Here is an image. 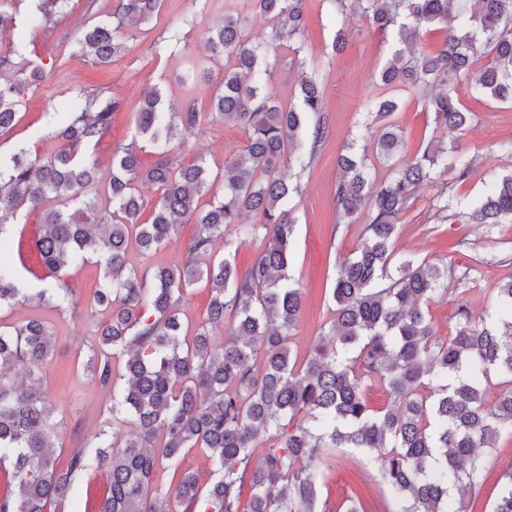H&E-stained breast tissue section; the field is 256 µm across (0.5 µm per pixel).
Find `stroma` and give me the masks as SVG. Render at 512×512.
<instances>
[{
  "label": "stroma",
  "instance_id": "1",
  "mask_svg": "<svg viewBox=\"0 0 512 512\" xmlns=\"http://www.w3.org/2000/svg\"><path fill=\"white\" fill-rule=\"evenodd\" d=\"M235 0H208L206 5L190 0H164L150 23L134 28L128 50L112 65L98 67L78 52L77 42L87 27L112 17V0H69L46 29L28 30L20 53L41 64L44 81L30 90L20 107L14 129L0 137V152L23 146L40 156L54 154L58 140L47 129L43 115L62 106L75 92L100 91L102 96L122 101L123 108L112 120L111 129L95 150L102 169H109L112 152L128 145L134 137V112L144 95L159 90L165 102L194 103L209 111L216 82L224 75L223 63L214 62L204 45V22H217L232 12ZM182 27L185 47L174 52L163 45L171 24ZM344 30L343 52L333 50L337 30ZM302 41L305 72L321 82L323 117L327 139L312 149L310 134H303L295 157L311 158L303 193L295 200L294 246L289 273L303 293V308L293 335L297 358L307 356L321 332L327 331L333 305L330 290L336 278V260L352 253L361 243L359 224L338 222L334 189L339 177L337 157L360 132L366 103L376 95L394 97L399 109L392 120L402 137L406 156H415L433 140H461L476 160L477 174L458 183L457 196L465 203L482 194L484 177L512 169V157L495 151L501 136L512 132V105L483 97L474 98L467 80L456 88L462 104L477 117L463 132L436 127L431 113L407 88L384 87L379 73L391 55L393 38L380 33L356 12L335 18L321 0H308L307 21ZM247 143L241 126L221 121L204 122L190 137L186 157H205L211 167H222L226 157L240 152ZM432 188L421 187L413 206L403 214L393 243L396 258L415 263L448 264L456 272L468 273L466 297L477 322L499 318L493 306L498 288L512 280V223L493 226L470 224L465 219H447L431 206ZM96 265L72 271L67 279L76 306L53 310L32 303L0 309V323L10 324L29 315H39L57 331L56 350L47 372L46 386L62 424L56 440L58 465H65L71 449L90 441L99 429L112 425L105 397L92 385L82 368L84 353L93 340L89 304L98 282ZM512 468V436L501 438L488 454L487 479L475 501L478 512H491L500 477ZM319 499L326 512H339L349 497L364 500L369 512H396L397 505L383 483L379 464L363 451L343 448L331 455L323 467ZM104 472L92 469L77 481L75 493L61 505L62 512H97L105 492Z\"/></svg>",
  "mask_w": 512,
  "mask_h": 512
}]
</instances>
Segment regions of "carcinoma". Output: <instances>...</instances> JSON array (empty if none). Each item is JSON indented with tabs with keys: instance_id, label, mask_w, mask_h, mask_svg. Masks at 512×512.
Returning a JSON list of instances; mask_svg holds the SVG:
<instances>
[{
	"instance_id": "obj_1",
	"label": "carcinoma",
	"mask_w": 512,
	"mask_h": 512,
	"mask_svg": "<svg viewBox=\"0 0 512 512\" xmlns=\"http://www.w3.org/2000/svg\"><path fill=\"white\" fill-rule=\"evenodd\" d=\"M22 2L0 0V32L15 30ZM35 2L27 24L40 29L69 0ZM114 2L115 24L93 25L78 41L97 65L121 57L126 27L150 21L162 4ZM238 2V12L206 28L210 56L224 60L211 111L169 107L159 93L147 94L134 113L140 143L114 151L105 174L90 148L109 131L122 102L80 90L66 111L45 113L60 139L54 154L33 156L22 147L0 154V243L13 239L25 212L41 224L36 249L54 286L32 295L37 304L63 308L72 300L65 288L71 270L99 267L93 305L107 320L94 329L84 368L110 398L112 414V433L94 435L96 458L74 448L58 467L60 422L43 377L56 333L37 316L0 324V464L8 465L0 512H58L94 461L107 478L98 512H322L321 463L340 448L376 454L399 512H475L466 500L484 485L485 449L512 436V281L493 298L502 308L499 321L475 324L468 302L457 297L455 325L441 338L424 306L448 296L454 268L396 261L392 249L399 221L424 185L434 188L440 214L464 215L471 224L512 222V170L489 179L483 195L458 211L455 185L477 174L474 159L456 142H432L401 157V136L390 121L398 104L391 98L370 100L364 127L371 135L362 152L353 142L338 158L336 204L345 219L365 215L363 242L337 262L328 332L305 359L293 356L303 296L288 275L290 204L302 194L311 161L287 165L285 152L303 130L313 150L324 139L323 95L305 74L295 100L284 102L275 92L280 54L305 69L306 0ZM323 2L338 16L354 7L380 31L396 33L399 47L380 81L409 88L438 126L462 131L474 119L456 97V83L475 70L481 49L491 60L478 69L479 93L512 102V0ZM253 11L270 22L264 44L247 32ZM448 28L452 33L435 50L405 52L421 33ZM44 77L15 48L0 51V136L16 124L26 91ZM206 119L235 122L247 135L246 147L218 172L201 157L181 158ZM145 148L155 152L149 167L139 158ZM368 151L389 167L386 178L371 177ZM450 171L455 176L443 178ZM219 181L222 193L203 202ZM146 190L155 198L152 218L143 223ZM248 213L252 224L242 223ZM184 221L198 231L180 259L145 272L130 265L131 246L150 257L178 236ZM260 238L266 248L239 267L232 251ZM26 273L39 278L22 261L0 259V305L27 296ZM200 283L210 301L206 318L191 327L181 303ZM494 377L499 389L492 396ZM367 381L384 385L397 409L372 410L362 393ZM264 434L270 444L254 465ZM191 448L206 452L210 482L181 467ZM501 480L492 512H512V470Z\"/></svg>"
}]
</instances>
